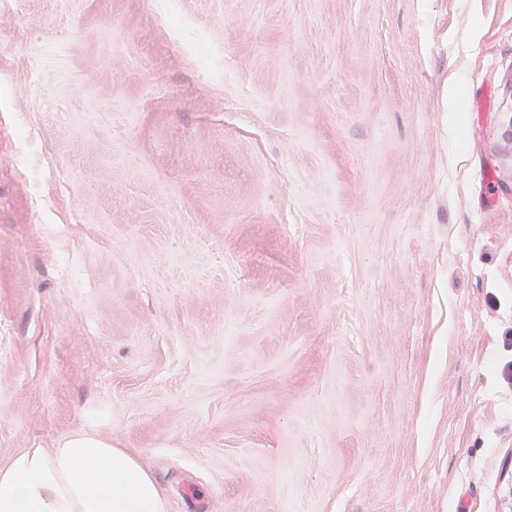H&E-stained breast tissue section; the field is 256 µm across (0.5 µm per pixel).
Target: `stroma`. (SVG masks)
<instances>
[{"label": "stroma", "mask_w": 512, "mask_h": 512, "mask_svg": "<svg viewBox=\"0 0 512 512\" xmlns=\"http://www.w3.org/2000/svg\"><path fill=\"white\" fill-rule=\"evenodd\" d=\"M179 10L207 57L0 0V465L83 430L168 512H512V0Z\"/></svg>", "instance_id": "1"}]
</instances>
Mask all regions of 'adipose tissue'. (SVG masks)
Segmentation results:
<instances>
[{
	"instance_id": "1",
	"label": "adipose tissue",
	"mask_w": 512,
	"mask_h": 512,
	"mask_svg": "<svg viewBox=\"0 0 512 512\" xmlns=\"http://www.w3.org/2000/svg\"><path fill=\"white\" fill-rule=\"evenodd\" d=\"M0 512H167V501L137 453L76 431L0 466Z\"/></svg>"
}]
</instances>
